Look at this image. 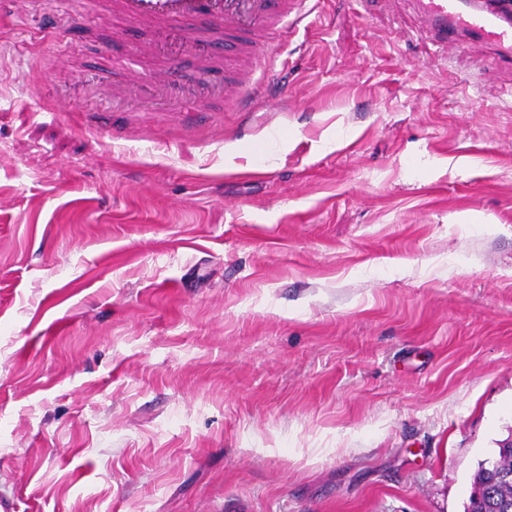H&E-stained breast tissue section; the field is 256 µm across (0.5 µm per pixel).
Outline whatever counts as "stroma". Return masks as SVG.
<instances>
[{
	"mask_svg": "<svg viewBox=\"0 0 512 512\" xmlns=\"http://www.w3.org/2000/svg\"><path fill=\"white\" fill-rule=\"evenodd\" d=\"M46 11L0 0V502L465 512L512 432L499 48L319 0L265 103L187 116L149 29Z\"/></svg>",
	"mask_w": 512,
	"mask_h": 512,
	"instance_id": "1",
	"label": "stroma"
}]
</instances>
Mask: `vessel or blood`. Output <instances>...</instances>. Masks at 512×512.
<instances>
[{
  "mask_svg": "<svg viewBox=\"0 0 512 512\" xmlns=\"http://www.w3.org/2000/svg\"><path fill=\"white\" fill-rule=\"evenodd\" d=\"M313 0H87L91 9L105 8L113 16L149 27L155 32H174L182 46L205 67L220 65L224 58L256 61L269 54L270 29L299 28L311 14ZM429 42L447 49L461 41H490L512 60V16L487 12L467 0H417ZM262 84L254 71L227 85L226 94L241 101L259 97Z\"/></svg>",
  "mask_w": 512,
  "mask_h": 512,
  "instance_id": "obj_1",
  "label": "vessel or blood"
}]
</instances>
